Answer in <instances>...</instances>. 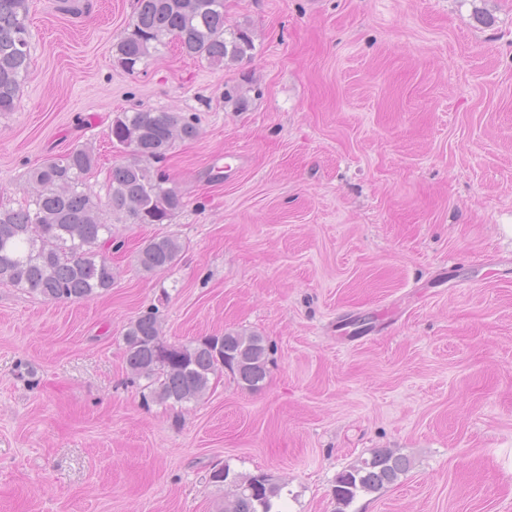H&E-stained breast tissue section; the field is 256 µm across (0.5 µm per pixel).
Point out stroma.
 Returning <instances> with one entry per match:
<instances>
[{
  "label": "stroma",
  "instance_id": "obj_1",
  "mask_svg": "<svg viewBox=\"0 0 512 512\" xmlns=\"http://www.w3.org/2000/svg\"><path fill=\"white\" fill-rule=\"evenodd\" d=\"M73 2L27 0L0 204L81 145L105 201L114 113L197 135L153 165L185 201L171 223L102 209L107 293L0 285V512H215L217 464L273 475L285 512H336L337 473L378 448L413 466L347 512H512V0H225L251 58L171 40L133 74L115 51L135 0ZM156 235L183 250L146 273ZM153 306L172 344L265 336L263 387L224 373L201 400L144 402L122 336ZM182 248L176 237L153 236L139 246L136 262L147 273L167 270L175 265Z\"/></svg>",
  "mask_w": 512,
  "mask_h": 512
}]
</instances>
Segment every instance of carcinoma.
Here are the masks:
<instances>
[{
  "label": "carcinoma",
  "mask_w": 512,
  "mask_h": 512,
  "mask_svg": "<svg viewBox=\"0 0 512 512\" xmlns=\"http://www.w3.org/2000/svg\"><path fill=\"white\" fill-rule=\"evenodd\" d=\"M177 40L180 52L222 67L251 56L245 29H225L224 0H136L132 21L117 45L115 63L133 73L151 52ZM27 0H0V114L15 108L29 68ZM112 146L126 154L108 176L112 211L134 224H168L184 207L183 196L147 162L161 160L178 139L196 136L194 122L174 112L139 109L117 113L109 126ZM95 166L89 147H75L46 160L30 175L31 199L18 207L0 205V284L37 294L48 301L92 300L114 283L112 225L100 218L98 200L85 191ZM182 244L169 235L153 236L136 251L147 273L172 268ZM156 309L131 321L123 334L126 367L148 381L151 398L182 404L203 396L211 378L229 372L242 388L259 389L267 378L266 339L246 330H227L164 348ZM411 459L390 448L373 451L336 475V512H345L361 493L378 492L398 481ZM209 482L230 486L217 512H272L283 484L265 472L234 473L215 466Z\"/></svg>",
  "instance_id": "cac0c4a2"
}]
</instances>
